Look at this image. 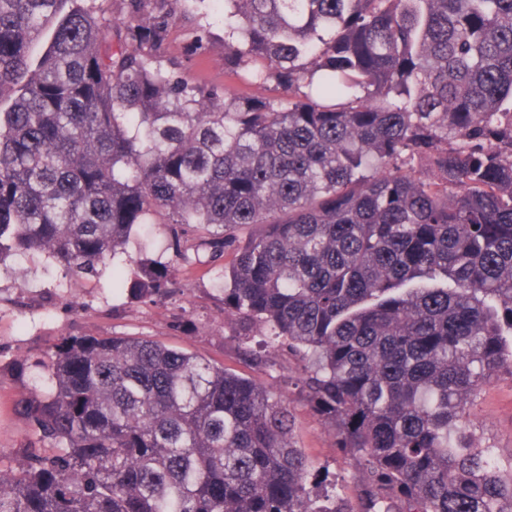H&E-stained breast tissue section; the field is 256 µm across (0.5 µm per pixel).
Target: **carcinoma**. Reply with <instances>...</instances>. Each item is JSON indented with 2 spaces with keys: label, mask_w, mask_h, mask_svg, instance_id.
I'll use <instances>...</instances> for the list:
<instances>
[{
  "label": "carcinoma",
  "mask_w": 512,
  "mask_h": 512,
  "mask_svg": "<svg viewBox=\"0 0 512 512\" xmlns=\"http://www.w3.org/2000/svg\"><path fill=\"white\" fill-rule=\"evenodd\" d=\"M181 2L123 0L114 27L0 0V272L43 254L154 301L207 231L238 351L302 362L358 505L310 486L268 388L80 332L34 364L0 512H512L467 416L512 375V0H224V64L281 90L230 106L165 55ZM150 224L167 261L127 250Z\"/></svg>",
  "instance_id": "obj_1"
}]
</instances>
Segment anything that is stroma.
<instances>
[{
    "mask_svg": "<svg viewBox=\"0 0 512 512\" xmlns=\"http://www.w3.org/2000/svg\"><path fill=\"white\" fill-rule=\"evenodd\" d=\"M188 3L185 20L168 37V55L182 58L196 83L223 88L225 101L275 96L274 83L246 84L225 66L222 0ZM198 27L211 31L212 42L206 54L191 56L187 45ZM46 262L42 255L18 257L12 262V274L0 275V473L17 467L19 452L29 438L15 405L33 391L35 382L32 374H19V364L33 359L58 337L80 331L159 339L281 394L294 414L298 448L315 469L327 474L337 495L356 499L354 464L338 451L328 425L300 395L296 382L303 371L297 361L280 356L284 371L279 374L236 352L235 317L225 309L218 288L224 258L212 257L205 246L189 251L187 259L176 266L175 293L157 303L113 289L111 273L74 281L61 270H46ZM469 419L481 446L497 448L502 460L512 459V377H492L470 404Z\"/></svg>",
    "mask_w": 512,
    "mask_h": 512,
    "instance_id": "stroma-1",
    "label": "stroma"
}]
</instances>
